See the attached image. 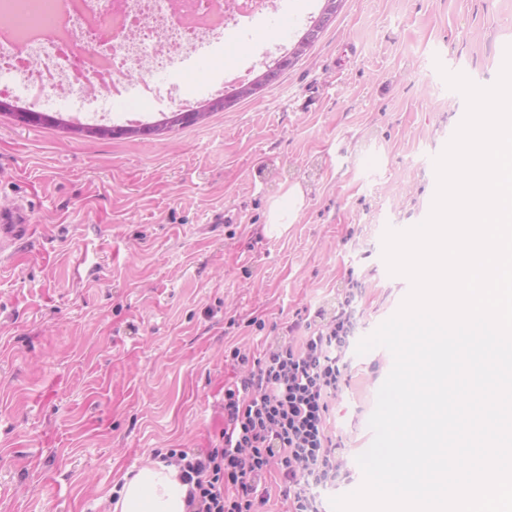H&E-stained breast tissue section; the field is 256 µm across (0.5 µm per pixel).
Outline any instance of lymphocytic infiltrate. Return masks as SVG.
Segmentation results:
<instances>
[{
	"mask_svg": "<svg viewBox=\"0 0 512 512\" xmlns=\"http://www.w3.org/2000/svg\"><path fill=\"white\" fill-rule=\"evenodd\" d=\"M314 316L301 342L276 341L253 360L231 349L232 365L244 373L224 390L223 446L166 453L181 467L191 512H258L265 502L258 488L270 477L279 479L291 512H326V494L344 465L330 413L347 367L354 312L344 302Z\"/></svg>",
	"mask_w": 512,
	"mask_h": 512,
	"instance_id": "obj_1",
	"label": "lymphocytic infiltrate"
}]
</instances>
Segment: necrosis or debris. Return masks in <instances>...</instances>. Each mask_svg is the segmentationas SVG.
Segmentation results:
<instances>
[{"label":"necrosis or debris","mask_w":512,"mask_h":512,"mask_svg":"<svg viewBox=\"0 0 512 512\" xmlns=\"http://www.w3.org/2000/svg\"><path fill=\"white\" fill-rule=\"evenodd\" d=\"M270 0H0L12 35L0 39V71L22 76L31 100L95 88L118 97L126 81L152 77L235 16L266 13Z\"/></svg>","instance_id":"obj_1"}]
</instances>
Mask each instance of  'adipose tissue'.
Wrapping results in <instances>:
<instances>
[{"label": "adipose tissue", "mask_w": 512, "mask_h": 512, "mask_svg": "<svg viewBox=\"0 0 512 512\" xmlns=\"http://www.w3.org/2000/svg\"><path fill=\"white\" fill-rule=\"evenodd\" d=\"M187 493L179 467L156 460L125 477L108 512H187Z\"/></svg>", "instance_id": "adipose-tissue-1"}]
</instances>
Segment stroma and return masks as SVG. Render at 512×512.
Wrapping results in <instances>:
<instances>
[{"mask_svg":"<svg viewBox=\"0 0 512 512\" xmlns=\"http://www.w3.org/2000/svg\"><path fill=\"white\" fill-rule=\"evenodd\" d=\"M276 3L288 27L236 57L257 75L324 0ZM510 40L512 0H342L276 82L184 128L92 139L0 113V207L23 201L30 222L0 256V512H105L156 451L220 444L230 347L259 352L353 287L355 339L394 315L409 289L383 234L429 216L434 160L466 114L442 74L491 86ZM154 81V122L216 92ZM293 184L303 209L266 234ZM227 208L232 223H211ZM392 364L383 347L351 356L332 411L350 471L336 495L363 483Z\"/></svg>","mask_w":512,"mask_h":512,"instance_id":"obj_1","label":"stroma"}]
</instances>
